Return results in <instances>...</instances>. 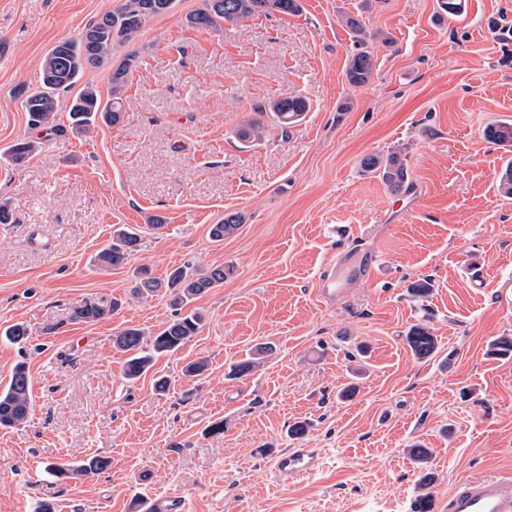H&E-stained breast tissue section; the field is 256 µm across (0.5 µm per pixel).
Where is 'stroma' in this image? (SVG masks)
Returning a JSON list of instances; mask_svg holds the SVG:
<instances>
[{
    "mask_svg": "<svg viewBox=\"0 0 512 512\" xmlns=\"http://www.w3.org/2000/svg\"><path fill=\"white\" fill-rule=\"evenodd\" d=\"M119 2L0 0V151L32 134L16 88L37 89L45 53ZM300 3L296 15L204 31L186 21L200 0H175L114 50L116 63L138 55L123 121L49 132L19 167L0 160L14 217L0 224V389L17 363L31 378L28 418L0 428V512H143L163 494L185 512H411L414 444L431 453L436 499L461 477L512 473V357L489 353L512 336V199L499 191L512 150L483 136L512 121V0H460L453 17L442 0ZM358 12L377 35L376 65L353 87L344 72L357 47L341 17ZM295 96L308 110L288 132L255 110ZM258 119L264 140L239 142ZM395 150L411 180L400 194L361 167ZM231 211L244 224L213 242ZM156 215L163 230L148 226ZM122 224L141 228L140 251L97 271ZM372 252L382 262L369 274ZM328 261L332 302L320 296ZM188 263L233 273L192 301L199 334L127 380L113 336L174 315L166 299L130 296L135 270ZM470 265L482 287H469ZM420 280L432 285L423 298L410 290ZM87 297L122 307L73 322ZM18 322L31 331L22 348L3 336ZM420 323L437 358L405 342ZM266 341L271 359L232 377ZM201 357L207 371L184 377ZM349 385L355 396L341 398ZM298 421L321 467L285 484L271 459L293 447ZM95 455L111 460L95 476L47 469Z\"/></svg>",
    "mask_w": 512,
    "mask_h": 512,
    "instance_id": "35a3bbf8",
    "label": "stroma"
}]
</instances>
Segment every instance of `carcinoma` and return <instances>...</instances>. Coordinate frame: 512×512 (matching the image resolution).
<instances>
[{"label":"carcinoma","instance_id":"1","mask_svg":"<svg viewBox=\"0 0 512 512\" xmlns=\"http://www.w3.org/2000/svg\"><path fill=\"white\" fill-rule=\"evenodd\" d=\"M174 0H123L116 8L90 22L81 36L56 43L47 51L42 60L41 88L27 94L23 106L28 114V125L33 130L59 131L57 124L60 112V92L79 82L84 72L90 68L112 65V52L116 43L130 42L140 34L145 23L156 16L171 11ZM300 10L299 0H201V5L187 16L190 26L199 30H215L225 23L235 24L273 12L295 14ZM343 24L354 35L359 45L366 44L367 32L357 15H346ZM136 67V54L127 55L112 70V97L102 102L97 90L86 85L73 99L68 109L69 128L76 135L89 132L102 121L115 125L124 118V92L128 76ZM374 71V57L368 50H359L349 59L345 78L349 85L361 87L370 82ZM308 110L306 101L300 97L276 99L260 104L256 111L268 113L274 124L285 130L296 125ZM266 127L253 122L239 131L238 136L245 143L259 142L264 138ZM486 139L501 146L512 145V122L500 121L485 129ZM40 148L39 139L20 140L7 152L9 162L19 165L25 162ZM363 171L379 178L391 191L400 193L410 186L406 159L402 152L369 154L361 160ZM245 216L240 212L224 215V221L210 228V236L216 242L233 235ZM142 238L134 227L122 225L112 233L111 242L94 258L101 270L125 265L130 256L141 248ZM231 269L222 265L198 270L192 267H176L159 279L144 270L135 277L131 295L146 298L162 292L169 296L170 305L176 315L157 333L145 332L128 327L113 339V346L129 354L126 360V376L136 380L146 374L157 357L172 354L192 341L198 334L202 316L191 310L181 314L182 309L194 299L224 284V278ZM120 303L105 305L94 299H85L73 308L71 320L76 323H95L118 309ZM405 341L418 359L432 358L438 353L436 337L425 326L411 327ZM271 353V347L260 344L234 367V374L248 376ZM31 408V382L25 364L20 363L13 371L9 382L0 391V427H12L26 420ZM413 463L424 474L420 477L419 493L413 503V512H432L433 497L430 485L433 473L428 471L430 450L415 446L408 449ZM110 460L104 456H94L70 469L57 463L48 469L60 476L73 472L81 475L98 474L105 471Z\"/></svg>","mask_w":512,"mask_h":512}]
</instances>
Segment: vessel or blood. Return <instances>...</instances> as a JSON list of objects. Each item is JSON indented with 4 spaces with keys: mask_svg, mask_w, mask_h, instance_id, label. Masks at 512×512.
Instances as JSON below:
<instances>
[{
    "mask_svg": "<svg viewBox=\"0 0 512 512\" xmlns=\"http://www.w3.org/2000/svg\"><path fill=\"white\" fill-rule=\"evenodd\" d=\"M318 466L319 457L312 448H290L272 460L273 470L283 482L312 474ZM434 508L436 512H512V477L483 475L462 479Z\"/></svg>",
    "mask_w": 512,
    "mask_h": 512,
    "instance_id": "b4317fda",
    "label": "vessel or blood"
}]
</instances>
